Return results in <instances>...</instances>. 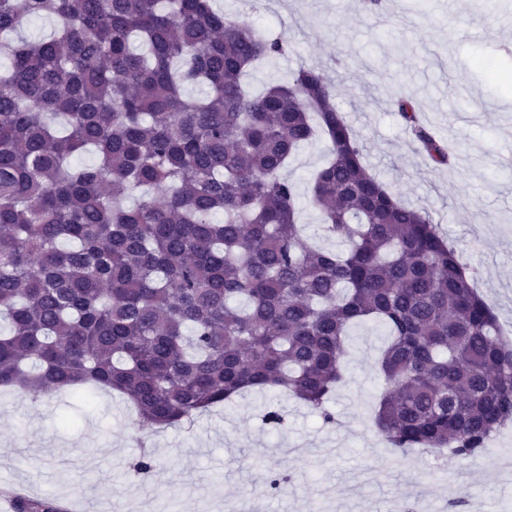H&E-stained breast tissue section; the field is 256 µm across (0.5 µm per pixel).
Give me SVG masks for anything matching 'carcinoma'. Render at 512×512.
<instances>
[{
    "mask_svg": "<svg viewBox=\"0 0 512 512\" xmlns=\"http://www.w3.org/2000/svg\"><path fill=\"white\" fill-rule=\"evenodd\" d=\"M46 16L53 37L0 43V389H110L183 428L272 391L332 423L347 330L375 322L378 432L401 453L483 455L512 422V343L430 216L367 172L323 74L250 94L243 76L287 42L211 0H0V35ZM393 105L451 166L416 101ZM319 134L304 200L344 251L300 235L281 175ZM83 151L96 164L70 167Z\"/></svg>",
    "mask_w": 512,
    "mask_h": 512,
    "instance_id": "carcinoma-1",
    "label": "carcinoma"
}]
</instances>
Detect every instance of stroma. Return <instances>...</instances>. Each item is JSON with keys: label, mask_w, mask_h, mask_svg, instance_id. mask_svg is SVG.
I'll list each match as a JSON object with an SVG mask.
<instances>
[{"label": "stroma", "mask_w": 512, "mask_h": 512, "mask_svg": "<svg viewBox=\"0 0 512 512\" xmlns=\"http://www.w3.org/2000/svg\"><path fill=\"white\" fill-rule=\"evenodd\" d=\"M272 37L284 55L246 77L254 94L299 66L320 69L363 146V163L405 203L428 212L475 274V288L512 331V9L476 0H386L384 15L356 0H214ZM412 96L429 128L455 149L438 167L413 142L393 100ZM381 325L354 326L346 379L331 404L334 423L286 395L253 392L201 414L191 429L141 426L122 396L101 390L0 392V488L62 512H399L424 501L431 512H498L512 502V459L461 461L423 451L401 455L377 432L375 369ZM278 408L283 428L262 421ZM154 468L135 475L133 462ZM290 474L271 492V472Z\"/></svg>", "instance_id": "stroma-1"}]
</instances>
